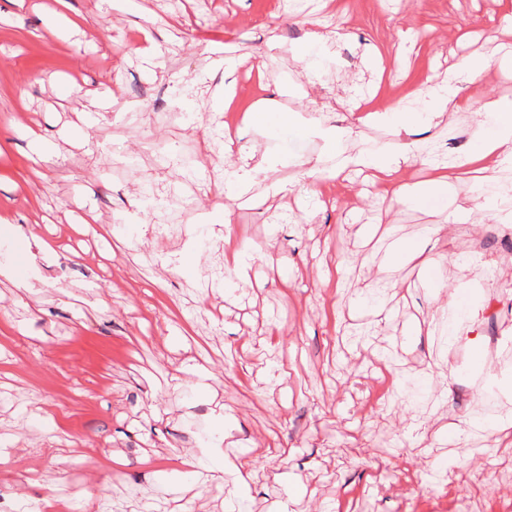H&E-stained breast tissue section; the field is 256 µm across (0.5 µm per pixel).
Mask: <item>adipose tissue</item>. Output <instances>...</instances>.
I'll return each mask as SVG.
<instances>
[{"label": "adipose tissue", "mask_w": 512, "mask_h": 512, "mask_svg": "<svg viewBox=\"0 0 512 512\" xmlns=\"http://www.w3.org/2000/svg\"><path fill=\"white\" fill-rule=\"evenodd\" d=\"M488 62L482 58L468 57L456 67L447 83L430 86L426 92L427 107L421 112H408L393 107L377 114V122L386 124L397 133H409L415 122L423 121L438 125L468 111L472 103L461 92L460 85L474 82L485 71ZM482 123L476 138L475 153L459 156L458 167L472 166L474 157H493L494 165L487 169L484 179L490 192L485 204L460 201L455 195L448 169H440L434 179L413 184H394L393 194L399 201L435 202L439 212L444 213L443 223L431 224L427 233L441 235L447 224L458 222L461 217L478 214L480 219H492L499 224H511L512 213L499 210L497 202L512 198V181L503 179L502 173L512 171V101L486 96L482 106ZM328 153L334 154L337 167H353L368 170L373 180L390 181L402 165L412 158V151L403 143H368L350 127L330 128L326 131ZM259 181L270 182L276 191H293L295 183L278 177L276 165L268 156L249 155L244 165L235 170L225 185L226 197H233L236 188Z\"/></svg>", "instance_id": "adipose-tissue-1"}]
</instances>
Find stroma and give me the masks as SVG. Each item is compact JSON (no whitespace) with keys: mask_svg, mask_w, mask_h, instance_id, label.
Instances as JSON below:
<instances>
[{"mask_svg":"<svg viewBox=\"0 0 512 512\" xmlns=\"http://www.w3.org/2000/svg\"><path fill=\"white\" fill-rule=\"evenodd\" d=\"M68 2L75 27L61 37L45 22L56 0H0V265L13 267L0 277V512H84L86 490L98 512H225L230 499L237 512H512V435L489 426L512 414V314L493 350L466 332L448 344L429 323L473 281V246L496 276L461 296L463 313L480 324L512 295L506 225L468 219L428 239L433 206L354 174L298 176L325 151L320 128L394 141L369 111L406 104L461 57L490 61L465 95L512 99L499 65L512 0ZM328 16L316 71L302 49ZM228 85L240 112L272 102L295 126L227 124ZM480 122L471 111L416 126L396 182L472 151ZM37 133L56 146L40 165ZM254 148L293 191L254 184L258 204L226 199L220 181L196 192ZM222 203L234 243L258 251L245 282L211 231ZM90 216L112 235L84 233ZM32 230L48 248L29 261ZM390 237L437 269L390 259ZM434 272L446 288H430ZM362 325L368 339L349 340ZM247 447L259 453L242 487L232 463ZM190 453L221 478L194 488Z\"/></svg>","mask_w":512,"mask_h":512,"instance_id":"35a3bbf8","label":"stroma"}]
</instances>
